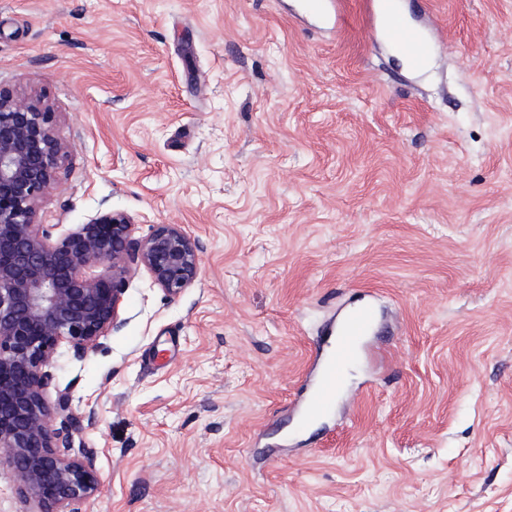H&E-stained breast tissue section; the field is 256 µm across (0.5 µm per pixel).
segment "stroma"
<instances>
[{"mask_svg": "<svg viewBox=\"0 0 512 512\" xmlns=\"http://www.w3.org/2000/svg\"><path fill=\"white\" fill-rule=\"evenodd\" d=\"M0 0V85L70 146L36 221L180 224L201 273L136 268L121 324L51 390L93 414L78 512H512V0ZM377 326L302 426L323 327ZM381 2L380 9L387 20L385 36L406 58L407 66L414 71L422 70L430 59V46L425 32L408 22L392 21L391 0Z\"/></svg>", "mask_w": 512, "mask_h": 512, "instance_id": "stroma-1", "label": "stroma"}]
</instances>
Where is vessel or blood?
I'll return each instance as SVG.
<instances>
[{"label": "vessel or blood", "mask_w": 512, "mask_h": 512, "mask_svg": "<svg viewBox=\"0 0 512 512\" xmlns=\"http://www.w3.org/2000/svg\"><path fill=\"white\" fill-rule=\"evenodd\" d=\"M380 9L387 16L385 29L387 40L406 58L407 66L414 71L422 70L430 59V46L425 32L407 22L392 19L390 0H380ZM376 310L372 303L346 313L329 332L327 342L330 352L321 362L301 399L303 421L310 422L330 414L336 405V394L344 382L345 369L359 356L364 336L374 328Z\"/></svg>", "instance_id": "1"}]
</instances>
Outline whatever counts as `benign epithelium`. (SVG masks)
Masks as SVG:
<instances>
[{
    "label": "benign epithelium",
    "instance_id": "benign-epithelium-1",
    "mask_svg": "<svg viewBox=\"0 0 512 512\" xmlns=\"http://www.w3.org/2000/svg\"><path fill=\"white\" fill-rule=\"evenodd\" d=\"M55 122L41 99L0 87V465L34 512H75L100 491L96 449L69 454L93 416L69 413L65 390L48 396L59 346L83 360L112 335L133 266L170 295L200 275L198 243L179 224L137 238L128 216L108 212L55 237L54 225L35 222L40 200L64 190L69 145Z\"/></svg>",
    "mask_w": 512,
    "mask_h": 512
}]
</instances>
